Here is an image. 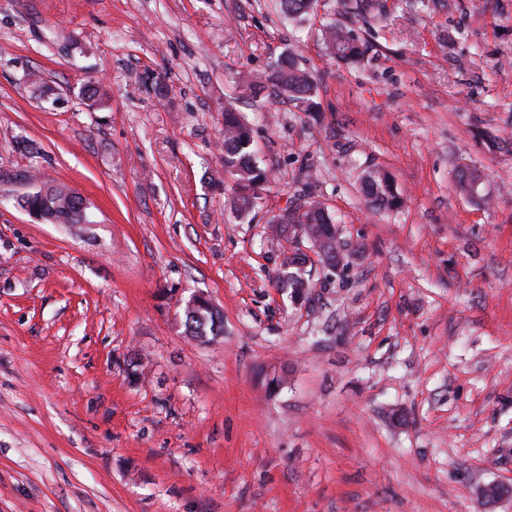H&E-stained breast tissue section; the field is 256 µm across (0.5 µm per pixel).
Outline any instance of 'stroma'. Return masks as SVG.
<instances>
[{"mask_svg": "<svg viewBox=\"0 0 512 512\" xmlns=\"http://www.w3.org/2000/svg\"><path fill=\"white\" fill-rule=\"evenodd\" d=\"M379 2L0 0V512H512V152L481 138L512 139V0ZM291 51L317 112L247 88ZM228 106L268 173L245 217ZM37 177L89 223L31 218ZM307 196L346 259L298 299L310 244L269 222ZM322 36L336 61L349 64L362 60L363 46L351 30L338 23H329L323 26ZM361 188L371 203L385 208H397L401 203L393 180L386 170L373 169L365 172L361 177ZM201 299L208 300L202 295H194L187 304L188 306H194ZM184 316V326L190 335L201 340L207 339L208 336H218L220 320L213 305L187 308L184 310Z\"/></svg>", "mask_w": 512, "mask_h": 512, "instance_id": "stroma-1", "label": "stroma"}]
</instances>
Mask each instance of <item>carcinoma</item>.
<instances>
[{"label":"carcinoma","instance_id":"cac0c4a2","mask_svg":"<svg viewBox=\"0 0 512 512\" xmlns=\"http://www.w3.org/2000/svg\"><path fill=\"white\" fill-rule=\"evenodd\" d=\"M317 0H281L285 14L291 18L303 19L314 13ZM322 36L327 47L338 62L357 63L364 56V49L353 32L338 23L323 26ZM255 93L269 90V94L286 99L302 112H312L317 106L316 86L311 75L301 68L292 53L283 57L273 72L249 82ZM224 151V172L234 178L232 203L236 211L245 213L252 209L268 183L266 171L256 159L253 137L247 133V123L232 107L224 108V131L222 134ZM361 188L370 202L385 208H396L401 200L394 188L390 174L383 169H373L361 177ZM38 203L47 220L56 224H76L81 208L73 190L65 184H49L44 196H26L22 206L30 202ZM273 229L281 231L285 224H311L327 237L322 244L320 258L331 267H336V225L328 210L317 200L306 199L296 208H287L284 213L271 220ZM184 326L190 335L204 339L216 336L220 330V320L213 305L198 306L184 310Z\"/></svg>","mask_w":512,"mask_h":512}]
</instances>
